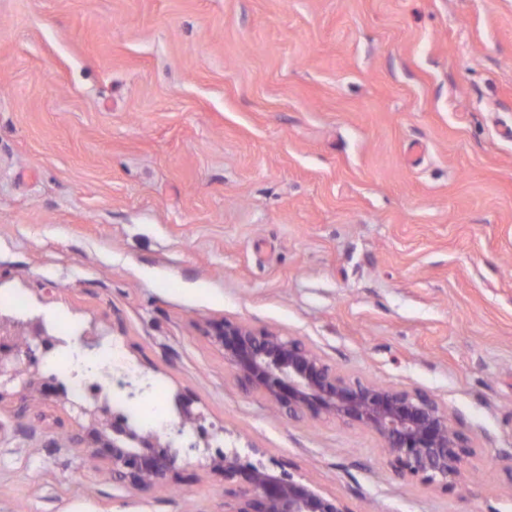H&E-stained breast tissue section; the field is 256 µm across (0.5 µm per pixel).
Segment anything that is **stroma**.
<instances>
[{
	"instance_id": "35a3bbf8",
	"label": "stroma",
	"mask_w": 512,
	"mask_h": 512,
	"mask_svg": "<svg viewBox=\"0 0 512 512\" xmlns=\"http://www.w3.org/2000/svg\"><path fill=\"white\" fill-rule=\"evenodd\" d=\"M0 315L118 344L110 403L216 434L138 492L68 400L2 404L0 512H224L220 446L349 512H512V0H0ZM226 319L432 395L469 483L273 411Z\"/></svg>"
}]
</instances>
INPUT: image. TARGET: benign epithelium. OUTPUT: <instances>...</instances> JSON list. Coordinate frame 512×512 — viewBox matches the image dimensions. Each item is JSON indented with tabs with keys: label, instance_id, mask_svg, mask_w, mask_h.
Listing matches in <instances>:
<instances>
[{
	"label": "benign epithelium",
	"instance_id": "1",
	"mask_svg": "<svg viewBox=\"0 0 512 512\" xmlns=\"http://www.w3.org/2000/svg\"><path fill=\"white\" fill-rule=\"evenodd\" d=\"M210 336L224 349V359L241 384L288 414L333 416L374 431L383 439L397 476L445 487L466 479L465 460L473 448L430 395L349 379L302 341L245 323L225 320L212 326ZM55 345L40 320L0 317V388L22 381L16 394L18 412L34 401L68 394L67 386L46 371L36 355V350L44 354ZM101 393L102 385L95 384L89 389L94 405L77 404L87 419L80 426L79 442L134 489L153 488L175 474V440L187 427L195 429L198 438H209L203 415L183 397L176 399L179 420L157 431L113 410ZM210 466L224 474L230 498L226 512H349L341 500L318 494L284 470L277 473L252 464L235 448L218 452Z\"/></svg>",
	"mask_w": 512,
	"mask_h": 512
}]
</instances>
